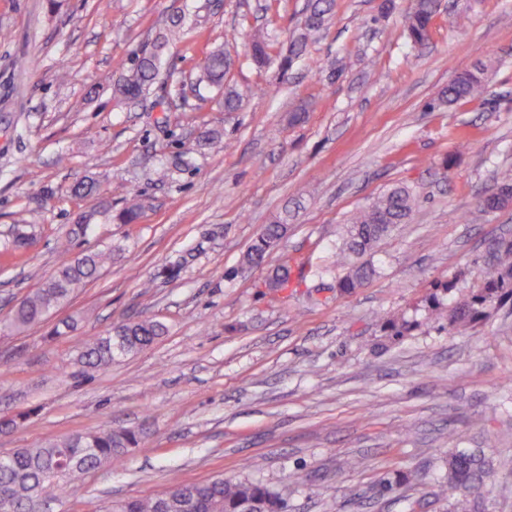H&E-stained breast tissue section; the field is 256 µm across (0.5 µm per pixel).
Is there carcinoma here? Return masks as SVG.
I'll use <instances>...</instances> for the list:
<instances>
[{
    "label": "carcinoma",
    "mask_w": 512,
    "mask_h": 512,
    "mask_svg": "<svg viewBox=\"0 0 512 512\" xmlns=\"http://www.w3.org/2000/svg\"><path fill=\"white\" fill-rule=\"evenodd\" d=\"M333 8L334 0H312L285 53L274 51L275 42L269 33L255 31L251 37L250 59L256 65L264 66L275 56L281 69L288 70L325 28ZM439 11V0H413L404 20L410 43L423 45L428 41ZM181 25L182 17L178 16L168 29L156 36L151 48L142 51L129 73L114 85L116 97L136 99L149 89L159 75L161 53L177 43ZM494 64L491 59L474 72L459 74L429 103V107H449L480 98L486 90L484 74ZM231 66L232 60L224 50L215 49L207 54L195 78V85L200 89H224L226 112H236L241 105V95L224 83ZM98 192L99 183L92 177L70 188V193L79 198ZM419 199L420 194L415 188L396 183L352 214L338 247L340 263L347 266V272L336 282V287L351 291L372 278L373 268L356 258L374 249L394 226L407 223ZM507 205L508 198L497 188L481 201L485 213L502 210ZM299 208L298 201L292 207H282L263 227L256 243L246 251L243 263H261L266 252L285 237L288 224ZM105 259L107 254L104 252L82 251L64 262L41 288L16 307L11 326L25 328L42 323L52 310L69 301L75 288L98 274ZM289 275L288 266L281 265L269 276L265 287L273 292L280 291L288 287ZM481 282V287L470 299L449 311L448 325L465 327L487 319L503 301L512 300L511 238L497 242L496 257L486 264ZM165 333V325L158 321L128 320L107 335L80 347L78 360L90 368L107 366L117 357L113 351L117 340L123 341L125 354L132 355L150 347ZM138 443L135 432L109 428L76 432L59 440L0 455V512H39L44 498H55L60 494L77 496L82 490L79 481L85 474L121 460ZM492 478V471L482 456L466 450L448 454V468L443 479L447 489H475ZM188 494L196 496L194 512H282L284 508L279 494L261 482L217 477L202 483H176L171 490L151 498L111 500L104 506V512H181L180 504Z\"/></svg>",
    "instance_id": "obj_1"
}]
</instances>
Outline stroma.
<instances>
[{
	"mask_svg": "<svg viewBox=\"0 0 512 512\" xmlns=\"http://www.w3.org/2000/svg\"><path fill=\"white\" fill-rule=\"evenodd\" d=\"M308 0H0V243L32 225L26 249L0 247V453L75 432L128 428L140 443L89 474L84 497L53 512L156 496L172 475H221L278 491L287 512H444L450 449H478L496 477L489 512H512V306L452 327L436 306L469 298L492 244L512 238V207L482 197L512 181V0H440L430 40L412 49L381 0H335L288 71L246 59L256 29L286 49ZM183 38L146 100L113 81L171 17ZM236 59L238 111L190 83L207 53ZM495 58L483 100L434 111L457 73ZM303 108L305 119L290 124ZM222 134L205 140L208 130ZM189 166L158 179L163 161ZM95 176L119 224L69 188ZM422 194L364 259L374 278L339 291L335 263L357 208L397 182ZM302 200L262 265L243 253L281 207ZM76 247L111 250L96 278L23 332L14 306L65 259L57 241L84 212ZM291 269L272 293L267 274ZM134 317L165 324L150 348L87 368L82 342ZM74 320L68 337L58 323ZM408 323L404 335L386 321Z\"/></svg>",
	"mask_w": 512,
	"mask_h": 512,
	"instance_id": "35a3bbf8",
	"label": "stroma"
}]
</instances>
